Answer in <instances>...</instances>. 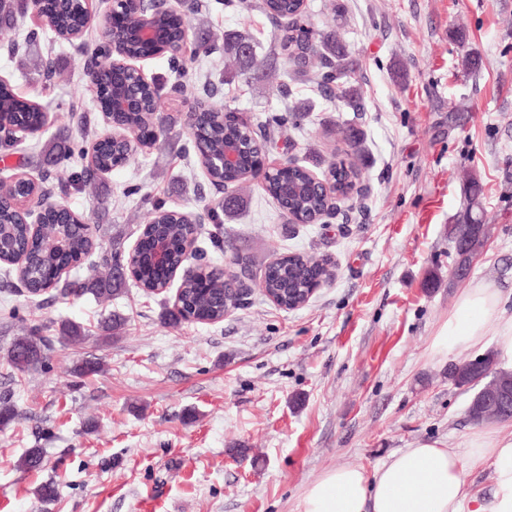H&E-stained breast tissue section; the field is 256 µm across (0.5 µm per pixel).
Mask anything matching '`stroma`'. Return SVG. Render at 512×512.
<instances>
[{"mask_svg":"<svg viewBox=\"0 0 512 512\" xmlns=\"http://www.w3.org/2000/svg\"><path fill=\"white\" fill-rule=\"evenodd\" d=\"M194 2L186 19L207 46L187 83L216 84L228 110L252 123L309 106L293 148L276 143L271 156L319 174L346 150L336 127L355 124L367 192L331 223L292 224L254 186L222 224L203 225L202 241L218 236L257 267L288 253L327 259L332 279L293 311L255 279L247 303L224 320L173 329L162 322L173 292L132 287L103 304L53 291L32 297L15 271L0 270V394L16 406L0 424V512H301L305 490L330 467L370 473L420 440L461 448L473 428L471 395L449 381L448 366L476 351L458 348L440 362L428 347L463 287L451 275L448 227L464 212L471 176L484 187L491 231L468 279L501 288L512 315V0H343L355 109L285 76L262 12ZM240 35L266 65L225 68L227 44ZM469 54L481 58L478 72L466 69ZM42 59L61 79L45 81ZM0 75L57 116L81 102L92 130L104 131L76 46L42 37L15 52L0 44ZM192 100L163 99L145 160L112 170L94 192L65 195L94 216L92 261L113 244L131 248L154 204L197 212L214 202L198 161L180 155ZM133 186L138 194L125 196ZM112 314L124 326L102 331ZM65 319L83 327L82 344L57 342ZM42 323L54 338L45 369L14 372L12 342ZM92 357L100 372L76 373ZM35 446L45 451L41 470L20 469ZM50 482L56 498L40 499Z\"/></svg>","mask_w":512,"mask_h":512,"instance_id":"stroma-1","label":"stroma"}]
</instances>
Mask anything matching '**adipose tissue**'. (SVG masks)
Here are the masks:
<instances>
[{
	"label": "adipose tissue",
	"mask_w": 512,
	"mask_h": 512,
	"mask_svg": "<svg viewBox=\"0 0 512 512\" xmlns=\"http://www.w3.org/2000/svg\"><path fill=\"white\" fill-rule=\"evenodd\" d=\"M502 293L477 281L462 289L429 346L431 358L458 347L493 345L499 365L512 369V317L502 314ZM465 453L419 442L392 453L373 473L337 465L312 483L302 512H512V430L490 425L472 431ZM496 471L491 502L467 497L464 471L483 464Z\"/></svg>",
	"instance_id": "adipose-tissue-1"
}]
</instances>
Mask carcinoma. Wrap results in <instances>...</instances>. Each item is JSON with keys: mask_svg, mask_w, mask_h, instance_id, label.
<instances>
[{"mask_svg": "<svg viewBox=\"0 0 512 512\" xmlns=\"http://www.w3.org/2000/svg\"><path fill=\"white\" fill-rule=\"evenodd\" d=\"M259 10L268 18L291 20L288 33L279 36L278 47L294 66L292 79H305L314 75L321 83L334 90L341 102H353L356 90L347 85L348 62L338 29L323 34L321 50L311 54L312 31L307 28L304 17L309 5L305 0H261ZM28 10L27 0H0V38L4 39L16 29L19 18ZM46 29L55 40L71 42L69 35L89 26L84 0H52L47 6ZM165 85H147L132 72L119 71L103 75L100 92L110 99L118 95L137 94L144 102L141 110L125 112L114 116L117 123L137 128L143 139L151 147L156 135L151 131L152 111L157 105ZM206 107L204 115L197 117L189 131V145L185 155L195 152L207 156L212 161L209 177L222 180L234 187L224 204L215 208L212 222L221 223L220 213L226 214L239 206V191L246 188L251 177L265 168V154L255 147L252 132L248 125L240 127L224 125L215 120L213 114L224 111V101L215 92V87L203 90ZM300 107H289L280 114L266 118L263 126L285 135L300 126ZM43 108L37 103H28L16 98L11 90L0 86V140H8L11 127H24L36 134L42 127ZM336 133L347 144L354 155H359L362 133L351 125L344 124ZM238 140L244 146L240 152L238 166L226 170L219 164L224 156V144ZM84 148H65L57 153L56 161L74 168L72 185L77 189L91 187L98 181L101 172L130 164L136 153L127 152L123 144L105 139L98 142L94 154V165H83ZM359 171L355 164L342 158L332 157L325 170L324 179L333 183L336 192L350 193L356 184ZM264 193L273 199L283 212H291L305 220L317 217L327 209L328 201L313 186L309 169L299 163L285 169L272 170L265 175ZM483 188L472 179L465 196V215L481 208ZM67 223L70 249L58 253L49 248L50 239ZM86 219L76 212L57 213L48 211L43 223L34 231L28 224L18 220L16 211L9 207L0 209V264L6 265L11 257L21 256L27 266L28 285L33 290L51 288L64 298H81L91 295L101 302L110 301L124 293L126 280L114 274V268L127 265L130 256L117 246L102 259L107 272L98 271L83 279H67L61 272L72 266H80L92 252V244L85 229ZM201 225L189 224L183 217H176L162 205H155L152 222L142 224L138 229L141 241L142 259L138 263L136 286L146 292L162 288L168 282L171 271L185 263L183 244L191 234L199 233ZM166 239L171 247L170 258L164 265H155L148 260L154 242ZM264 291L285 306L301 302L311 289L320 282L330 279L327 261L315 259L299 253H290L276 261L264 265ZM226 277L218 266H201L197 271L181 281L177 303L165 312V324L177 328L193 317H204L215 321L224 317V289L243 286L242 277ZM46 327L37 324L27 327L8 351L12 368L22 374L43 369L50 350L51 338L45 335ZM58 340L69 344H80L84 340L83 328L73 321L60 324ZM448 380L456 387L474 391L468 408L471 422L482 424L491 419L507 421L512 418V373L496 368L495 356L489 354L461 364L448 366ZM43 461L42 449L30 448L20 458L19 467L25 471L40 469Z\"/></svg>", "mask_w": 512, "mask_h": 512, "instance_id": "1", "label": "carcinoma"}]
</instances>
